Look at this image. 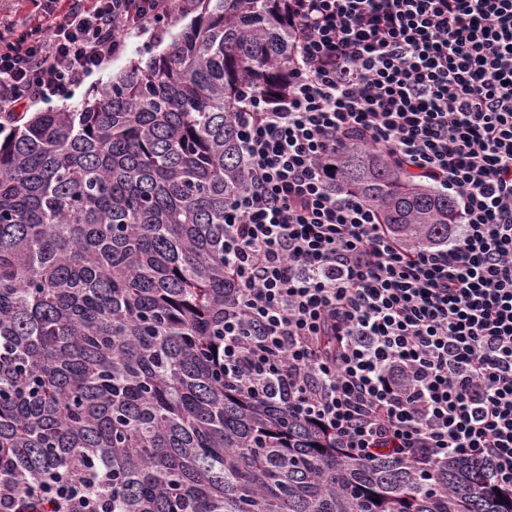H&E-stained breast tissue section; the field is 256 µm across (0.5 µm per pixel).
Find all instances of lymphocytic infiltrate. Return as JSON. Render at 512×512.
I'll use <instances>...</instances> for the list:
<instances>
[{
    "label": "lymphocytic infiltrate",
    "instance_id": "obj_1",
    "mask_svg": "<svg viewBox=\"0 0 512 512\" xmlns=\"http://www.w3.org/2000/svg\"><path fill=\"white\" fill-rule=\"evenodd\" d=\"M186 0H63L0 19V125L52 106ZM288 89L235 116L224 377L368 459L487 464L512 489V0H291ZM455 202L411 247L336 188L351 141ZM332 336L336 351L318 342Z\"/></svg>",
    "mask_w": 512,
    "mask_h": 512
}]
</instances>
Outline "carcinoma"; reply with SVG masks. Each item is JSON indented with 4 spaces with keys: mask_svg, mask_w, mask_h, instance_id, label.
Masks as SVG:
<instances>
[{
    "mask_svg": "<svg viewBox=\"0 0 512 512\" xmlns=\"http://www.w3.org/2000/svg\"><path fill=\"white\" fill-rule=\"evenodd\" d=\"M146 65L76 109L0 130V472L18 512L48 486L95 512H512L490 469L433 483L340 448L224 380V204L246 176L233 113L288 84L289 0H197ZM338 187L400 240L448 238V195L354 145Z\"/></svg>",
    "mask_w": 512,
    "mask_h": 512,
    "instance_id": "obj_1",
    "label": "carcinoma"
}]
</instances>
